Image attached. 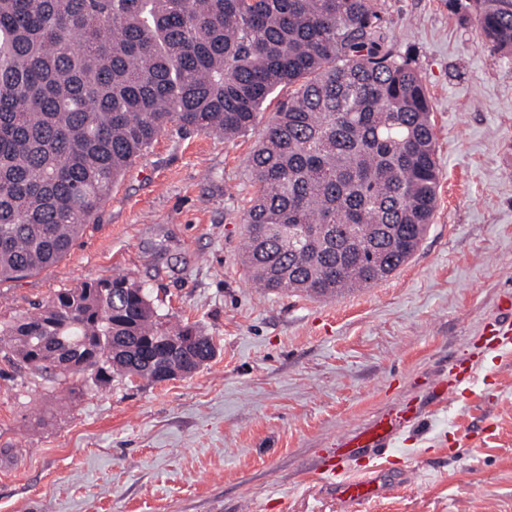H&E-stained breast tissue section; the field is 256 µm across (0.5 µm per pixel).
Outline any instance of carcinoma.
I'll return each mask as SVG.
<instances>
[{
    "label": "carcinoma",
    "mask_w": 512,
    "mask_h": 512,
    "mask_svg": "<svg viewBox=\"0 0 512 512\" xmlns=\"http://www.w3.org/2000/svg\"><path fill=\"white\" fill-rule=\"evenodd\" d=\"M469 6L512 55V0ZM378 20L372 0H0V282L67 256L165 130L234 138L282 86L248 160L243 265L261 288L319 298L390 277L432 223L439 168L427 90ZM72 349L86 364L58 369ZM214 356L126 275L0 322V357L73 394L88 371L156 382Z\"/></svg>",
    "instance_id": "cac0c4a2"
}]
</instances>
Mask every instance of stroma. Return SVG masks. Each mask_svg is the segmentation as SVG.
I'll list each match as a JSON object with an SVG mask.
<instances>
[{
  "instance_id": "1",
  "label": "stroma",
  "mask_w": 512,
  "mask_h": 512,
  "mask_svg": "<svg viewBox=\"0 0 512 512\" xmlns=\"http://www.w3.org/2000/svg\"><path fill=\"white\" fill-rule=\"evenodd\" d=\"M373 5L431 100L438 201L417 252L336 299L254 288L247 157L273 110L231 140L169 128L65 258L0 284V320L126 274L216 355L166 383L84 375L79 395L0 358V512H512V348L452 377L512 298V56L479 38L469 0ZM407 404L417 423L349 467L382 466L394 490L337 501L328 448Z\"/></svg>"
}]
</instances>
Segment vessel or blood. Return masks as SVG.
Listing matches in <instances>:
<instances>
[{
  "instance_id": "obj_1",
  "label": "vessel or blood",
  "mask_w": 512,
  "mask_h": 512,
  "mask_svg": "<svg viewBox=\"0 0 512 512\" xmlns=\"http://www.w3.org/2000/svg\"><path fill=\"white\" fill-rule=\"evenodd\" d=\"M512 336V307H507L503 316L488 325L484 337V348L498 349L505 345L507 337ZM416 418L414 408H405L396 414L382 417L368 426L346 434L337 441L335 448L329 449L324 458V473L335 479L336 471L342 462L351 460L359 449L370 448L377 454H385L389 441L402 429L410 426ZM337 494L341 499L363 504L385 495L387 486L379 480H361L337 482Z\"/></svg>"
}]
</instances>
